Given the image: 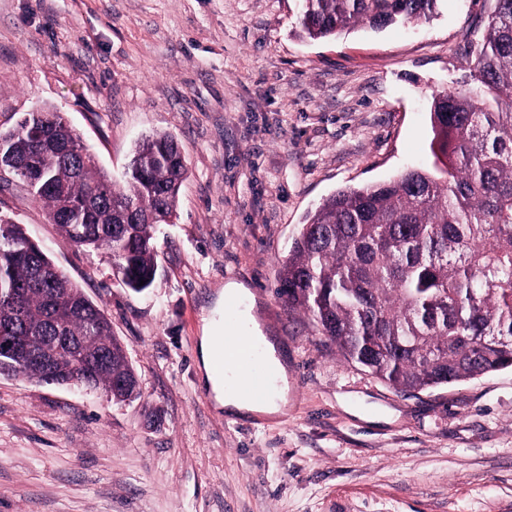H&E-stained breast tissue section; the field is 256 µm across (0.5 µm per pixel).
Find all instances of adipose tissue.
<instances>
[{
	"mask_svg": "<svg viewBox=\"0 0 512 512\" xmlns=\"http://www.w3.org/2000/svg\"><path fill=\"white\" fill-rule=\"evenodd\" d=\"M219 328L214 317H206L199 338L198 359L201 381L214 399L217 409L223 410L227 415L238 418H247L254 414H279L286 401V369L272 342H265L266 357L277 373L273 396L265 402L258 403L252 400L246 392H233L225 389L224 381L217 376L213 369V355L216 332Z\"/></svg>",
	"mask_w": 512,
	"mask_h": 512,
	"instance_id": "obj_1",
	"label": "adipose tissue"
}]
</instances>
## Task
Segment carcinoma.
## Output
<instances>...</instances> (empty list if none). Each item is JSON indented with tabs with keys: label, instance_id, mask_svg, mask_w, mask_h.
I'll return each mask as SVG.
<instances>
[{
	"label": "carcinoma",
	"instance_id": "carcinoma-1",
	"mask_svg": "<svg viewBox=\"0 0 512 512\" xmlns=\"http://www.w3.org/2000/svg\"><path fill=\"white\" fill-rule=\"evenodd\" d=\"M296 34L326 40L355 27L381 31L427 20L439 0H296ZM470 83L433 97L432 167L337 190L301 225L278 270L277 294L303 310L341 357L404 393L512 368V0H495L472 52ZM4 132L20 164L44 149L34 200L77 247L106 248L113 273L135 292L156 267L153 226L176 210L187 167L175 138L135 147L121 184L102 172L58 112ZM28 237L0 219V324L18 323L38 350L56 333L102 361L94 387L124 402L133 374L100 309L49 257L24 251ZM9 372L37 381L40 368L4 357Z\"/></svg>",
	"mask_w": 512,
	"mask_h": 512
}]
</instances>
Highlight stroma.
Masks as SVG:
<instances>
[{"label":"stroma","mask_w":512,"mask_h":512,"mask_svg":"<svg viewBox=\"0 0 512 512\" xmlns=\"http://www.w3.org/2000/svg\"><path fill=\"white\" fill-rule=\"evenodd\" d=\"M494 7L440 0L426 21L311 41L296 0H0V130L46 104L113 180L156 132L188 168L140 293L0 177V216L100 307L141 392L0 376V512H512V369L402 393L276 294L307 212L431 165L432 97L462 87ZM231 283L286 362L271 418L216 410L200 381L204 317L238 323Z\"/></svg>","instance_id":"stroma-1"}]
</instances>
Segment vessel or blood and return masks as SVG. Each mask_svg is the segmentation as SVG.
I'll use <instances>...</instances> for the list:
<instances>
[{
  "instance_id": "obj_1",
  "label": "vessel or blood",
  "mask_w": 512,
  "mask_h": 512,
  "mask_svg": "<svg viewBox=\"0 0 512 512\" xmlns=\"http://www.w3.org/2000/svg\"><path fill=\"white\" fill-rule=\"evenodd\" d=\"M213 367L216 373L230 371L244 379L247 392L256 401L267 400L272 395L273 376L264 359L263 346L242 331L217 336Z\"/></svg>"
}]
</instances>
